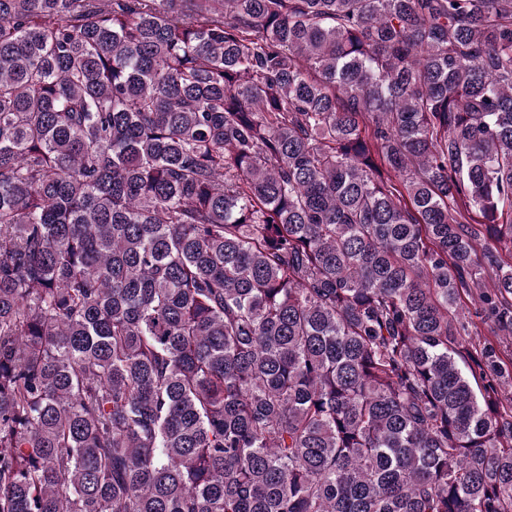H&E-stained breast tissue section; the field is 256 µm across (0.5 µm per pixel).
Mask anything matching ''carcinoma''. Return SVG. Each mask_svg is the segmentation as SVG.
Returning <instances> with one entry per match:
<instances>
[{
  "label": "carcinoma",
  "instance_id": "1",
  "mask_svg": "<svg viewBox=\"0 0 512 512\" xmlns=\"http://www.w3.org/2000/svg\"><path fill=\"white\" fill-rule=\"evenodd\" d=\"M483 324L512 0H0V512H512Z\"/></svg>",
  "mask_w": 512,
  "mask_h": 512
}]
</instances>
